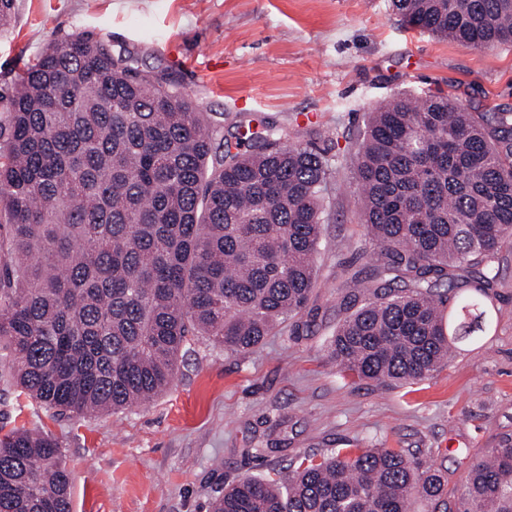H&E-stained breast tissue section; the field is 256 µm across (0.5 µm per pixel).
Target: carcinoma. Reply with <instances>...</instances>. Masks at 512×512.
I'll return each instance as SVG.
<instances>
[{"instance_id":"cac0c4a2","label":"carcinoma","mask_w":512,"mask_h":512,"mask_svg":"<svg viewBox=\"0 0 512 512\" xmlns=\"http://www.w3.org/2000/svg\"><path fill=\"white\" fill-rule=\"evenodd\" d=\"M403 22L476 49L512 44V0H392ZM0 338L16 383L62 414H109L170 383L194 336L248 352L304 313L332 172L288 128L203 112L136 52L78 34L0 95ZM369 276L330 355L350 377L416 382L490 330L512 241V109L443 90L368 113L354 162ZM469 292L443 309L459 273ZM58 444L0 437V512H71ZM448 479L402 449L299 457L211 512L448 510ZM457 512H512V435L472 464Z\"/></svg>"}]
</instances>
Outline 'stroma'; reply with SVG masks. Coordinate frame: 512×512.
<instances>
[{
	"instance_id": "1",
	"label": "stroma",
	"mask_w": 512,
	"mask_h": 512,
	"mask_svg": "<svg viewBox=\"0 0 512 512\" xmlns=\"http://www.w3.org/2000/svg\"><path fill=\"white\" fill-rule=\"evenodd\" d=\"M84 33L167 70L203 111L297 134L333 168L316 288L298 333L244 354L198 337L150 402L60 415L0 369V436L60 444L72 512H210L242 477L279 478L305 453L396 448L439 468L461 501L470 466L512 434V246L499 253L491 330L415 384L359 380L331 360L350 276L367 264L352 160L365 115L386 99L443 89L467 108L512 107V45L475 49L410 29L391 0H16L0 32V92L53 43Z\"/></svg>"
}]
</instances>
